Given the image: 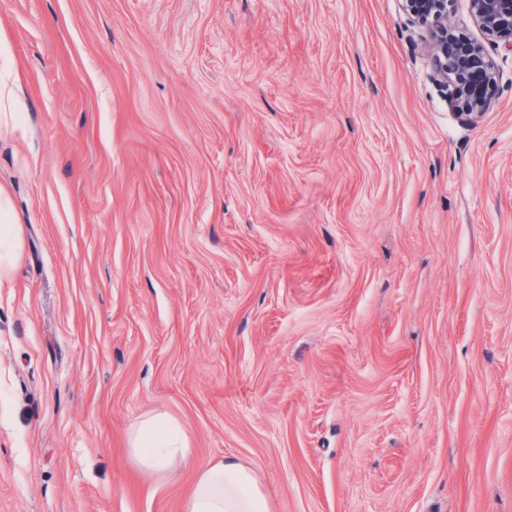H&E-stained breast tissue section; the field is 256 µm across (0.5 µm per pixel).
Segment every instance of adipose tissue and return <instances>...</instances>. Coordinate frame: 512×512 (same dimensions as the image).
<instances>
[{
	"label": "adipose tissue",
	"mask_w": 512,
	"mask_h": 512,
	"mask_svg": "<svg viewBox=\"0 0 512 512\" xmlns=\"http://www.w3.org/2000/svg\"><path fill=\"white\" fill-rule=\"evenodd\" d=\"M128 446L145 476L163 478L185 459L189 439L175 419L157 412L133 425ZM185 512H272L271 498L251 469L226 458L200 472Z\"/></svg>",
	"instance_id": "ef3b65f1"
}]
</instances>
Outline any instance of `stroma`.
<instances>
[{
    "mask_svg": "<svg viewBox=\"0 0 512 512\" xmlns=\"http://www.w3.org/2000/svg\"><path fill=\"white\" fill-rule=\"evenodd\" d=\"M448 27L472 122L404 0H0V512H185L226 457L273 512H512V52ZM0 205V282L16 267L21 253V227L7 222ZM128 448L145 476L164 478L186 458L189 439L175 419L156 412L133 425Z\"/></svg>",
    "mask_w": 512,
    "mask_h": 512,
    "instance_id": "1",
    "label": "stroma"
}]
</instances>
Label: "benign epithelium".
<instances>
[{"instance_id": "benign-epithelium-1", "label": "benign epithelium", "mask_w": 512, "mask_h": 512, "mask_svg": "<svg viewBox=\"0 0 512 512\" xmlns=\"http://www.w3.org/2000/svg\"><path fill=\"white\" fill-rule=\"evenodd\" d=\"M474 22L487 33L497 37L512 50V0H470ZM453 0H405L408 13L424 22H439L433 39L439 59V75L451 87L452 104L457 115L465 121H473L489 106L488 96L470 97L464 91L462 76L469 53L482 55L477 44L460 49L453 43L448 25V12Z\"/></svg>"}]
</instances>
